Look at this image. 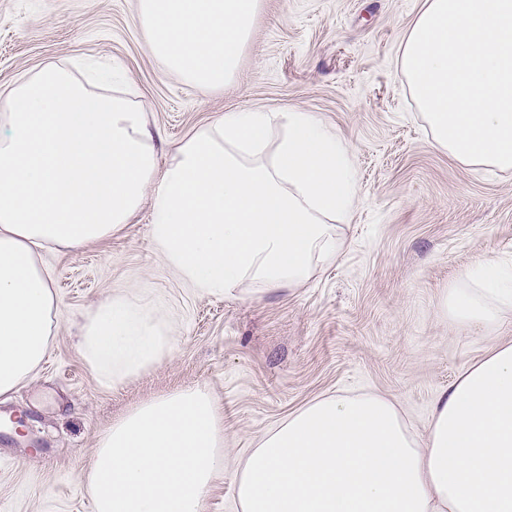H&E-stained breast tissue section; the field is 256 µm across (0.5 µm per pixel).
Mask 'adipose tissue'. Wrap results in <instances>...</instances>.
Segmentation results:
<instances>
[{
	"instance_id": "adipose-tissue-1",
	"label": "adipose tissue",
	"mask_w": 512,
	"mask_h": 512,
	"mask_svg": "<svg viewBox=\"0 0 512 512\" xmlns=\"http://www.w3.org/2000/svg\"><path fill=\"white\" fill-rule=\"evenodd\" d=\"M259 0H139L153 54L218 90ZM398 65L433 142L465 166L512 169V0H424ZM356 145L309 112L241 107L193 131L159 169L144 112L50 65L0 105V396L32 380L57 329L43 251L111 237L152 203L151 238L201 294L305 283L344 247ZM458 330L498 327L512 266L486 256L448 289ZM86 362L106 383L171 350L156 310L119 290L88 313ZM224 470V419L202 388L144 401L100 436L96 512H203ZM240 512H512V344L441 392L424 436L375 393L317 398L268 429L234 473Z\"/></svg>"
}]
</instances>
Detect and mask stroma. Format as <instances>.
<instances>
[{"label":"stroma","mask_w":512,"mask_h":512,"mask_svg":"<svg viewBox=\"0 0 512 512\" xmlns=\"http://www.w3.org/2000/svg\"><path fill=\"white\" fill-rule=\"evenodd\" d=\"M424 0H260L238 72L224 89L188 85L151 51L137 0H0V91L43 67L89 82L120 74L143 107L158 163L224 112H311L355 142L357 189L336 261L262 296L201 295L156 252L142 206L107 241L43 253L58 329L39 374L0 409V512H93L85 475L98 436L154 396L207 389L224 411V473L204 512H238V458L269 427L330 394L385 395L425 435L433 400L512 319L459 333L449 286L483 256L512 263V170L466 168L431 146L396 58ZM128 290L168 318V357L123 385L103 384L80 347L84 315Z\"/></svg>","instance_id":"1"}]
</instances>
